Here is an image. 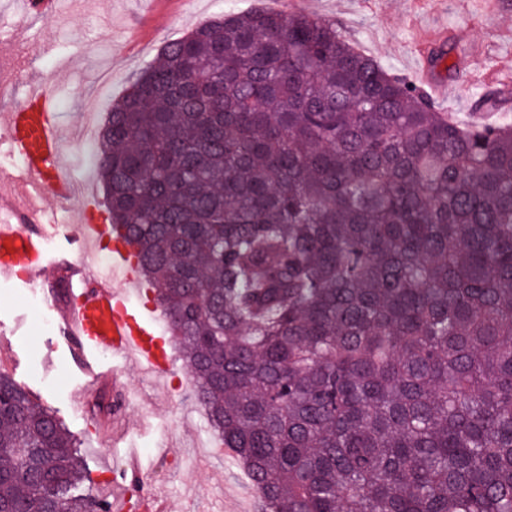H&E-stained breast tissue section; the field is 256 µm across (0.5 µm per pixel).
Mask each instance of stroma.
<instances>
[{
    "instance_id": "stroma-1",
    "label": "stroma",
    "mask_w": 512,
    "mask_h": 512,
    "mask_svg": "<svg viewBox=\"0 0 512 512\" xmlns=\"http://www.w3.org/2000/svg\"><path fill=\"white\" fill-rule=\"evenodd\" d=\"M299 11L335 23L357 49L376 58L393 75L417 83L418 33L445 32L455 44V71L432 68V76L455 85L459 95L442 103L458 121L469 119L472 100L491 91L499 66L512 63V0H299ZM285 0H84L77 12L37 19L16 14L0 0V39L17 25L26 31L13 51L0 54V73L44 84L57 100L58 119L68 134L64 158L76 181L91 179L98 199L106 193L98 180V157L77 133L83 113L106 120L113 104L160 50L219 14L265 9L290 13ZM73 63L60 76L61 61ZM35 219L54 224L47 246L69 249L73 261L86 253L75 246L76 211L81 199L61 211L53 196L30 199L14 183L0 187ZM45 285L27 286L0 279V369L24 384L61 421L84 458L90 481L86 491L110 494L114 468L138 455L142 478L159 498L163 512H257L258 496L231 449L211 431L204 408L193 393L179 346H172L173 366L152 377L135 367L124 370L122 383H93L72 375L67 356L56 347L59 333L44 328L33 296ZM201 498H183L185 484Z\"/></svg>"
}]
</instances>
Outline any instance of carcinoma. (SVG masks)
<instances>
[{
    "mask_svg": "<svg viewBox=\"0 0 512 512\" xmlns=\"http://www.w3.org/2000/svg\"><path fill=\"white\" fill-rule=\"evenodd\" d=\"M99 153L261 512H512V124L254 10L166 44ZM0 398V506L101 503L57 417L7 372Z\"/></svg>",
    "mask_w": 512,
    "mask_h": 512,
    "instance_id": "cac0c4a2",
    "label": "carcinoma"
}]
</instances>
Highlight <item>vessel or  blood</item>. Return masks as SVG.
<instances>
[{
    "label": "vessel or blood",
    "mask_w": 512,
    "mask_h": 512,
    "mask_svg": "<svg viewBox=\"0 0 512 512\" xmlns=\"http://www.w3.org/2000/svg\"><path fill=\"white\" fill-rule=\"evenodd\" d=\"M63 143L57 110L44 86H28L24 103L0 114V144L19 160L15 180L60 201L71 198L75 186L61 159ZM48 233V225L32 224L28 211L0 197V277L31 282L49 269L64 271L67 300L57 308L59 334L76 366L96 382L113 376V369L94 357L95 350L106 349L148 372L169 370L167 341L152 312L131 303V292L142 286L131 247L115 238L111 267L103 272L47 257L42 240Z\"/></svg>",
    "instance_id": "obj_1"
}]
</instances>
